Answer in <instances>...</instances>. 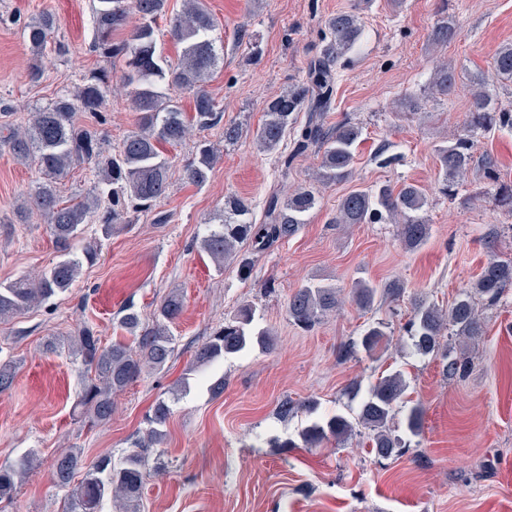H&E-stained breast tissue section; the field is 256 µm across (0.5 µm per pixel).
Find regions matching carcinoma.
<instances>
[{
    "label": "carcinoma",
    "mask_w": 512,
    "mask_h": 512,
    "mask_svg": "<svg viewBox=\"0 0 512 512\" xmlns=\"http://www.w3.org/2000/svg\"><path fill=\"white\" fill-rule=\"evenodd\" d=\"M164 0H95L93 46L103 57L123 62L121 88L126 91L137 114L136 129L126 136L117 150L107 154L102 149V136L76 122V112L101 116L113 89L111 72H92L79 79L73 90L63 93L46 108L31 113L29 123L12 127L4 136L14 157L23 164H35L39 178L27 194L30 208L37 211L48 225L61 260L50 269L21 276L0 285V323L41 305L68 291L80 277L83 263L97 257L98 244L88 242L81 255L73 252V242L87 224L99 226L101 235L112 236L122 225L133 223L140 214L152 209L169 189V163L161 151L164 144L175 145L193 131L205 132L221 120L216 101L205 83L224 61V49L211 38L214 19L205 0H185L183 12L170 22L169 33L181 51L177 62L170 63L157 54V19L162 15ZM360 6L339 11L324 22L325 32L320 52L310 58L304 79L268 101L264 119L253 133V143L262 153L275 154L289 132L293 133L291 154L281 161L289 167L298 155L318 148L320 161L315 181L323 186L348 179L352 174L354 151L361 137L355 123L344 121L334 128L325 127V117L332 103L335 67L346 61V55L362 35ZM137 23L126 39L114 42L112 35L127 26L130 16ZM54 28L51 13L44 12L23 27L30 52V75L41 73L43 59ZM458 35L453 19L438 24L431 40L444 45ZM492 75L500 83H512V44L502 46L495 54ZM459 75L446 63L433 69L431 94L447 96L455 91ZM468 116L460 126L455 141L438 149L439 190L450 199L458 197V187L471 168L478 135L495 129H512V108L495 106L489 80L482 74L469 77ZM172 87L192 95L193 112L182 111L168 94ZM307 113L304 124L297 125V115ZM214 145L201 139L194 160L186 168L191 182L204 184L216 161ZM87 165L94 176L93 185L74 203L63 202L57 193L58 181L70 169ZM487 191L497 205L512 215V181L500 179L497 162L485 154L478 160ZM317 203L316 191L298 188L286 196L272 194L266 201L265 221L250 219V206L242 198L224 200L219 223L205 225L200 239L201 250L218 268L224 262L238 261L239 271L248 275L250 257L241 253L240 244L251 242L261 252L273 244L294 236ZM427 197L415 183H405L395 191L389 186L356 189L340 201L336 224H377L391 222L400 226L405 248L417 250L430 237V225L423 216ZM512 288V257L493 259L482 268L472 289L461 293L444 309L436 303L417 299L409 320L403 327L412 340L415 354L426 357L442 354L444 373L452 377L465 366L460 359L443 349L445 335L473 339L482 335L483 327L475 307L474 296L491 303ZM404 294L399 283L380 289L359 280L351 289V299L361 310L371 309L379 296L393 300ZM341 302L340 293L330 285H304L288 300V318L296 326L310 330ZM184 308L183 295L170 292L153 313L151 322L142 319L133 307L123 310L116 323L121 335L105 345L90 324H83L73 336L66 338L72 354L83 366L80 406L89 422L112 419L113 396L143 374L162 369L172 358L175 346L170 325ZM254 309L240 306L235 315L215 327L210 336L196 347L193 365L208 368L227 355L257 347L269 350L274 345L273 333L253 327ZM392 331L383 321L368 325L360 340L368 353L375 352L388 341ZM17 363L0 361V392L11 388ZM408 384L405 375L395 370L381 376L364 392L359 381H351L345 389L350 400L357 402L347 414L337 413L322 422H314L301 432L304 447H317L334 439L344 442L362 427L370 432L374 455L390 458L405 453L407 441L392 429L396 412L402 407ZM315 402H295L284 398L277 405L282 419L301 408L314 409ZM172 414L170 404L161 399L148 416L149 428L137 438L118 460L110 456L87 459L78 448L62 451L52 472L56 487L71 488L65 512H102L105 499L119 503L122 512H137L142 485L150 475L147 462L155 446L163 442L161 430ZM425 410L416 403L407 409L405 430L418 437L422 433ZM36 460L34 453L24 456L14 467L0 469V501L12 498L18 480Z\"/></svg>",
    "instance_id": "cac0c4a2"
}]
</instances>
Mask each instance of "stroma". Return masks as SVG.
Listing matches in <instances>:
<instances>
[{
  "label": "stroma",
  "mask_w": 512,
  "mask_h": 512,
  "mask_svg": "<svg viewBox=\"0 0 512 512\" xmlns=\"http://www.w3.org/2000/svg\"><path fill=\"white\" fill-rule=\"evenodd\" d=\"M224 47V62L208 89L223 117L207 137L219 159L206 184L185 177L197 140L165 146L171 164L167 197L152 213L101 238L97 225L85 237L101 240L94 264L52 301L0 324V359L16 361L12 387L0 392V468L36 452L37 466L19 481L0 512H62L65 490L50 481L61 449H83L88 458H119L145 431L156 400L171 401L173 414L160 446L165 468L151 473L142 488V512H512V289L495 305L477 298L483 334L473 340L444 337L453 355H465L460 375L448 377L438 357L413 355L401 332L414 297L450 305L470 289L482 267L497 256H512V218L481 180L469 172L458 200L437 185V150L447 145L466 117L468 75L489 72L498 48L512 44V0H373L362 15L360 44L335 75L328 126L351 120L362 129L351 177L319 189V203L306 224L288 240L252 253L248 277L238 264L216 268L198 243L205 222L215 219L226 197L248 200L262 220L267 197L315 185L316 151L295 157L283 140L279 155L259 152L252 142L272 96L301 81L309 58L322 46L325 19L350 10L355 0H206ZM49 11L54 41L66 54L53 56L39 80L28 73L24 24ZM455 17L459 37L433 45L437 23ZM91 0H0V127L17 126L30 112L53 102L80 76L104 67L91 48ZM459 74L449 98L428 101L418 114L403 99L427 88L436 63ZM80 124L97 126L105 151L118 147L136 128L127 98H109L102 120L78 113ZM236 123L243 136L224 142V127ZM387 147L394 160L377 156ZM35 166L19 163L0 143V284L49 269L59 254L43 218L19 215L16 206L38 179ZM404 182L419 185L428 200L431 234L418 251H406L397 225L337 224L340 200L351 190ZM473 196L470 205L460 200ZM382 285L396 280L399 301H378L359 311L349 300L353 281ZM340 289L345 303L311 331L288 318L289 296L306 283ZM184 296L173 324L174 355L164 369L150 372L114 397L111 422L88 425L75 405L82 366L62 340L91 324L111 343L122 307L151 318L172 290ZM256 307L275 346L229 356L203 372H191L196 347L240 305ZM389 322L388 345L367 354L360 336L372 321ZM403 370L407 396L425 408L423 433L399 457L380 460L368 432L317 448L298 446L301 430L314 419L347 410L344 387L351 380L370 388L381 374ZM223 379L224 392L208 386ZM317 400L310 414L282 420V398Z\"/></svg>",
  "instance_id": "1"
}]
</instances>
